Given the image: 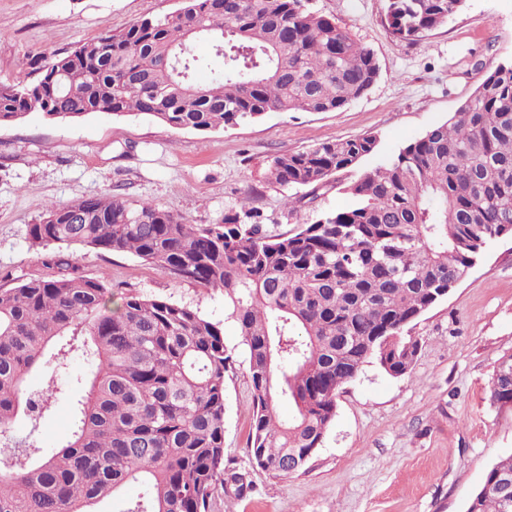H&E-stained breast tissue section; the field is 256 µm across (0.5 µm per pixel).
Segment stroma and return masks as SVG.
I'll return each instance as SVG.
<instances>
[{
  "instance_id": "obj_1",
  "label": "stroma",
  "mask_w": 512,
  "mask_h": 512,
  "mask_svg": "<svg viewBox=\"0 0 512 512\" xmlns=\"http://www.w3.org/2000/svg\"><path fill=\"white\" fill-rule=\"evenodd\" d=\"M182 0H0V81L29 83L34 64L73 50L104 27L176 12ZM370 49L380 73L334 112H272L208 132L144 114L94 113L55 121L33 113L0 125V286L50 276L30 250L28 225L49 205L110 194L146 201L193 224L220 223L250 197L275 233L350 204L347 185L430 128L447 122L486 70L512 59V0H468L416 42L391 37L386 0H307ZM372 134L374 154L322 193L281 187L270 159L317 143ZM297 198L296 211L285 205ZM84 274L113 292L164 298L224 324L234 358L225 381L224 450L247 489L218 492L210 512H466L487 471L512 454V407L489 401L500 361L512 355V237L491 242L447 298L409 326L418 342L402 377L365 365L340 390L323 445L300 471L275 476L250 455L252 389L237 323L222 291L170 278L130 254L70 246Z\"/></svg>"
}]
</instances>
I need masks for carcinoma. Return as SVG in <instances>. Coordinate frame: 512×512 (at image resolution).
I'll use <instances>...</instances> for the list:
<instances>
[{
    "instance_id": "cac0c4a2",
    "label": "carcinoma",
    "mask_w": 512,
    "mask_h": 512,
    "mask_svg": "<svg viewBox=\"0 0 512 512\" xmlns=\"http://www.w3.org/2000/svg\"><path fill=\"white\" fill-rule=\"evenodd\" d=\"M465 4L388 0L386 30L418 41ZM198 39L224 58L207 87L194 82L207 66ZM37 70L32 83H0V124L32 112H139L204 132L270 112L340 110L379 75L373 52L305 0H184L177 15L106 27ZM375 146L373 135L321 142L274 156L269 175L317 190ZM349 192L351 206L278 234L245 203L220 224L114 195L49 206L27 235L56 274L0 286V434L21 418L40 431L63 398L72 424L51 449L14 443L0 456V512H96L130 484L139 491L124 512H210L226 474L234 360L223 323L160 298L125 293L116 302L105 279L54 249L61 244L129 253L179 282L223 291L249 364L252 459L275 476L303 469L335 419L338 390L370 359L391 376L408 373L418 341L407 327L493 239L512 235V61L484 74L451 124L365 171ZM75 208L79 224L68 219ZM76 354L87 371L74 377ZM36 372L48 382L33 392ZM489 393L491 405L512 407V357ZM283 399L296 409L286 422L276 411ZM466 512H512V454L491 467Z\"/></svg>"
}]
</instances>
